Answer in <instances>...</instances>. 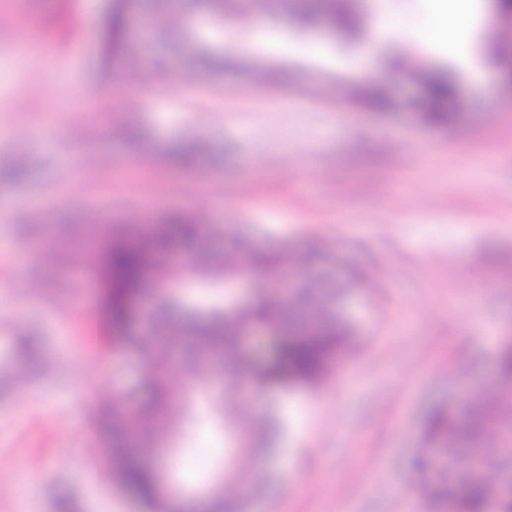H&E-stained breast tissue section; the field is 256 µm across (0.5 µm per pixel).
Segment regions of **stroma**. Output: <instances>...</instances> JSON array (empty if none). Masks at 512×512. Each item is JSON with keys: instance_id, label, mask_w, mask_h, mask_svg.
<instances>
[{"instance_id": "35a3bbf8", "label": "stroma", "mask_w": 512, "mask_h": 512, "mask_svg": "<svg viewBox=\"0 0 512 512\" xmlns=\"http://www.w3.org/2000/svg\"><path fill=\"white\" fill-rule=\"evenodd\" d=\"M108 0H0V165L22 178L0 184V359L22 338L39 360L0 397V512H144L113 487L92 432L100 396L140 387L137 358L113 349L103 324L98 252L80 236L137 216L191 214L241 224L252 244L301 257L321 239L325 275L364 271L341 309L357 336L315 389L272 393L288 427L271 479L250 486L248 512H416L406 495L426 411L496 387L495 359L512 339V39L502 0H476L451 50L416 52L424 0H388L394 52L426 73L453 69L465 92L453 109L467 133L418 123L421 83L391 76L388 109L358 103L378 53L360 54L378 0H353L348 38L330 25L299 30L276 0L225 5L214 21L194 9L190 31L165 41L131 12L137 68L103 65L96 25ZM265 43H255L256 23ZM203 44L221 46L224 70H194ZM96 120H88V113ZM205 143L181 166L165 148ZM274 272L254 271L229 292L181 281L171 289L204 311L228 294L251 300ZM187 409L169 447L142 458L192 497L223 486V429L204 400L206 379L172 373ZM189 472L193 487L179 485Z\"/></svg>"}]
</instances>
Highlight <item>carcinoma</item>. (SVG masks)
<instances>
[{
    "mask_svg": "<svg viewBox=\"0 0 512 512\" xmlns=\"http://www.w3.org/2000/svg\"><path fill=\"white\" fill-rule=\"evenodd\" d=\"M190 0H166V16L179 23L188 13ZM296 14L300 27L317 26L328 15L345 31L355 28L349 14V0H302ZM127 0H112L102 22L104 66L122 68L136 57L135 43L128 33ZM193 68L220 71L224 57L199 51L190 58ZM428 111L416 117L435 127L454 128L460 116L452 111L457 97L456 82L442 72L425 83ZM198 141L179 145L175 154L184 165H194L203 154ZM202 234L224 238V250L179 266L155 260L162 238L193 239ZM244 233L233 224L208 227L191 216L163 217L158 224H126L108 228L104 234L97 277L103 288L104 322L113 331V346L142 359L147 372L141 391L148 396L143 404L137 395L115 403L100 404L94 435L102 448V464L112 481L141 502L147 512H171L161 495L154 467L127 447L125 418L137 415L136 433L145 448L166 441L164 433L180 421L182 405L173 396L168 379L172 370L169 350L179 349L178 368L192 377L210 373L231 376L251 369L260 384L277 382L316 387L326 377L331 363L350 352L356 343L353 328L343 318L338 304L344 291L329 284L302 282L285 291L269 285L259 303L235 307H213L186 320H174L169 312L171 298L166 286L179 280L222 279L234 283L246 267L283 272L285 250L279 246H249ZM148 300L151 316L161 330L163 344L132 331L136 305ZM498 388L473 401L465 419L447 406L429 415L419 441L420 464L408 493L427 512H488L492 487L486 477L467 478L460 470L464 456L477 459L484 470L496 472L500 480L512 483V345L499 351L496 363ZM211 401L224 429L237 427L236 414L224 404V392ZM273 431L272 425L255 418L242 429L251 451H262L260 443ZM202 512H245L241 498L231 495L201 507Z\"/></svg>",
    "mask_w": 512,
    "mask_h": 512,
    "instance_id": "carcinoma-1",
    "label": "carcinoma"
}]
</instances>
